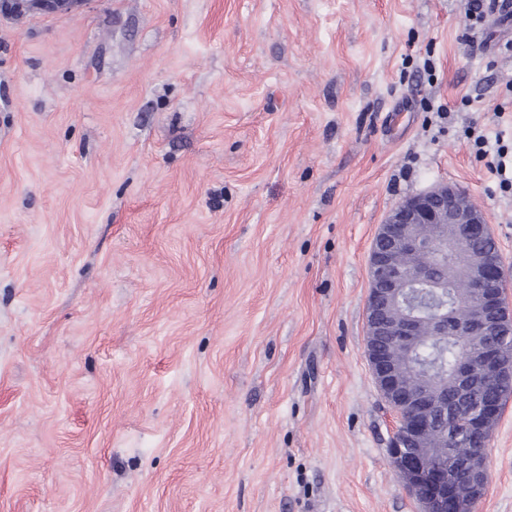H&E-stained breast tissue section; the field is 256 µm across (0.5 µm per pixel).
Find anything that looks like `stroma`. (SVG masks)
<instances>
[{
  "mask_svg": "<svg viewBox=\"0 0 512 512\" xmlns=\"http://www.w3.org/2000/svg\"><path fill=\"white\" fill-rule=\"evenodd\" d=\"M467 0L0 10V512H422L368 256L449 182L512 272V19ZM473 512H512V399Z\"/></svg>",
  "mask_w": 512,
  "mask_h": 512,
  "instance_id": "obj_1",
  "label": "stroma"
}]
</instances>
